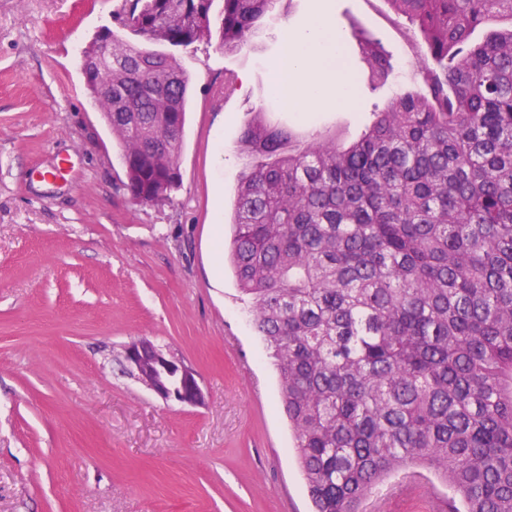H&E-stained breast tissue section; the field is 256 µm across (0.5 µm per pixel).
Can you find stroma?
<instances>
[{"mask_svg": "<svg viewBox=\"0 0 512 512\" xmlns=\"http://www.w3.org/2000/svg\"><path fill=\"white\" fill-rule=\"evenodd\" d=\"M328 5L350 105L301 114L271 94L281 31L312 0H280L233 53L216 36L161 45L190 77L180 183L142 204L78 58L122 0H0V512H312L278 372L232 269L214 268L212 226L232 221L254 113L303 142H347L423 87L420 39L386 0ZM355 27L410 72L371 89ZM139 338L197 372L202 405L130 376L123 347Z\"/></svg>", "mask_w": 512, "mask_h": 512, "instance_id": "1", "label": "stroma"}]
</instances>
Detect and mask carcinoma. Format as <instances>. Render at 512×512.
<instances>
[{
  "label": "carcinoma",
  "instance_id": "1",
  "mask_svg": "<svg viewBox=\"0 0 512 512\" xmlns=\"http://www.w3.org/2000/svg\"><path fill=\"white\" fill-rule=\"evenodd\" d=\"M224 51L279 0H222ZM421 34L424 88L348 145L295 140L257 112L228 258L279 374L314 512H363L405 467L442 475L449 512H512V0H388ZM214 0H125L130 33L190 47ZM87 94L145 204L179 184L189 77L118 35ZM373 85L392 65L367 39Z\"/></svg>",
  "mask_w": 512,
  "mask_h": 512
}]
</instances>
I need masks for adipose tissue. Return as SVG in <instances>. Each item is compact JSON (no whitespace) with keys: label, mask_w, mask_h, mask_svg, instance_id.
Here are the masks:
<instances>
[{"label":"adipose tissue","mask_w":512,"mask_h":512,"mask_svg":"<svg viewBox=\"0 0 512 512\" xmlns=\"http://www.w3.org/2000/svg\"><path fill=\"white\" fill-rule=\"evenodd\" d=\"M285 33L288 55L271 61L270 75L273 86L294 88L292 108L303 111L351 102L353 83L340 64L342 41L331 24L326 0H315L304 26L286 28Z\"/></svg>","instance_id":"ef3b65f1"}]
</instances>
